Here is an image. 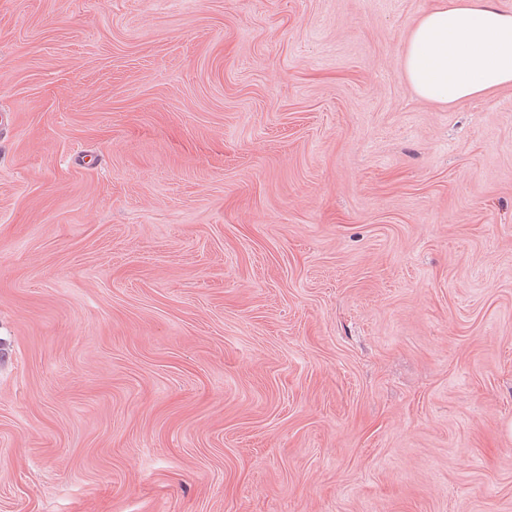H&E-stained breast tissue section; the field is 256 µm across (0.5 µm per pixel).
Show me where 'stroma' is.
Returning <instances> with one entry per match:
<instances>
[{"mask_svg": "<svg viewBox=\"0 0 512 512\" xmlns=\"http://www.w3.org/2000/svg\"><path fill=\"white\" fill-rule=\"evenodd\" d=\"M432 0H0V512H512V85ZM493 0H433L406 41L411 90L435 103L474 99L512 85V12Z\"/></svg>", "mask_w": 512, "mask_h": 512, "instance_id": "35a3bbf8", "label": "stroma"}]
</instances>
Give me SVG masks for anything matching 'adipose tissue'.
<instances>
[{"label": "adipose tissue", "instance_id": "ef3b65f1", "mask_svg": "<svg viewBox=\"0 0 512 512\" xmlns=\"http://www.w3.org/2000/svg\"><path fill=\"white\" fill-rule=\"evenodd\" d=\"M403 68L411 90L435 103L512 85V12L493 0H433L410 31Z\"/></svg>", "mask_w": 512, "mask_h": 512}]
</instances>
